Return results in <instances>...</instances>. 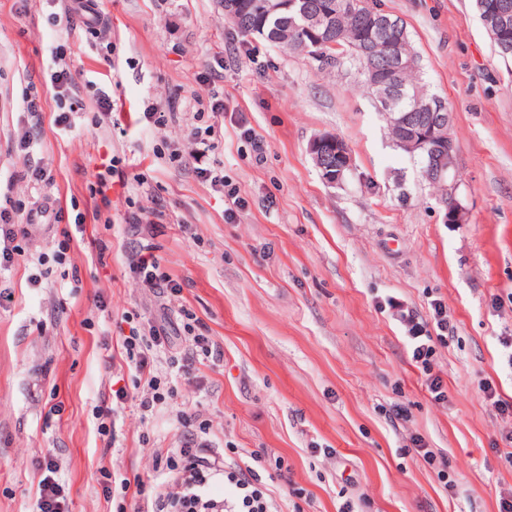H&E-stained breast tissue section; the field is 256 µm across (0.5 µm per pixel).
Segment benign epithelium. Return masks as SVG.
<instances>
[{
  "instance_id": "1",
  "label": "benign epithelium",
  "mask_w": 512,
  "mask_h": 512,
  "mask_svg": "<svg viewBox=\"0 0 512 512\" xmlns=\"http://www.w3.org/2000/svg\"><path fill=\"white\" fill-rule=\"evenodd\" d=\"M477 12L483 21L496 31L499 54L512 56V0H475ZM362 27L380 33L384 40V56L394 63L398 71L413 65V58L402 52L403 35L399 22L383 16L370 14ZM424 112H400L396 123L403 128L397 146L412 157L426 162L424 176L431 183L446 190L443 206L451 211V222H463V212L455 199L456 185L452 179L457 146L448 126L453 114L442 111L441 103L435 99L424 104ZM310 155L317 168L328 173L331 184L339 183L349 171L352 162L347 144L333 134L323 135L310 144Z\"/></svg>"
}]
</instances>
